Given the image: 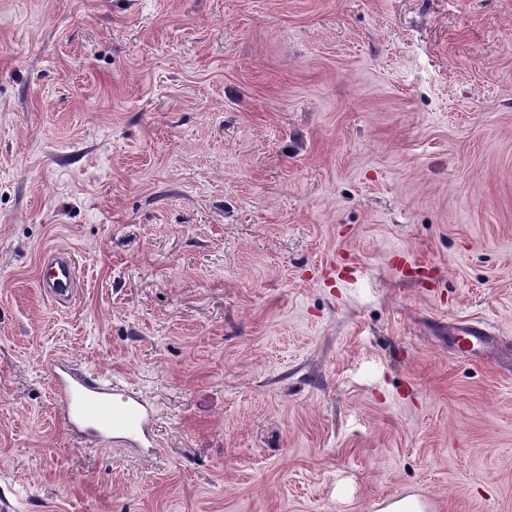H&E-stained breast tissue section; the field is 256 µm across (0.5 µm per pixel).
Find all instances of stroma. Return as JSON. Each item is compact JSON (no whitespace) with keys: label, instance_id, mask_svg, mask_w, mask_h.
Listing matches in <instances>:
<instances>
[{"label":"stroma","instance_id":"stroma-1","mask_svg":"<svg viewBox=\"0 0 512 512\" xmlns=\"http://www.w3.org/2000/svg\"><path fill=\"white\" fill-rule=\"evenodd\" d=\"M406 496L512 512V0H0V512ZM39 288L56 305L67 307L73 301L79 288L76 265L66 250H51L45 253L41 261ZM47 368L64 419L73 431L92 441L131 448L153 446L151 412L129 390L108 385L95 374L77 376L61 359L50 361Z\"/></svg>","mask_w":512,"mask_h":512}]
</instances>
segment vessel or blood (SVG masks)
Wrapping results in <instances>:
<instances>
[{
    "mask_svg": "<svg viewBox=\"0 0 512 512\" xmlns=\"http://www.w3.org/2000/svg\"><path fill=\"white\" fill-rule=\"evenodd\" d=\"M38 284L56 305H70L77 294L79 277L68 251L52 250L43 255ZM48 371L64 419L73 431L93 441L152 447V415L137 396L106 384L98 375H75L60 359L50 361Z\"/></svg>",
    "mask_w": 512,
    "mask_h": 512,
    "instance_id": "vessel-or-blood-1",
    "label": "vessel or blood"
}]
</instances>
